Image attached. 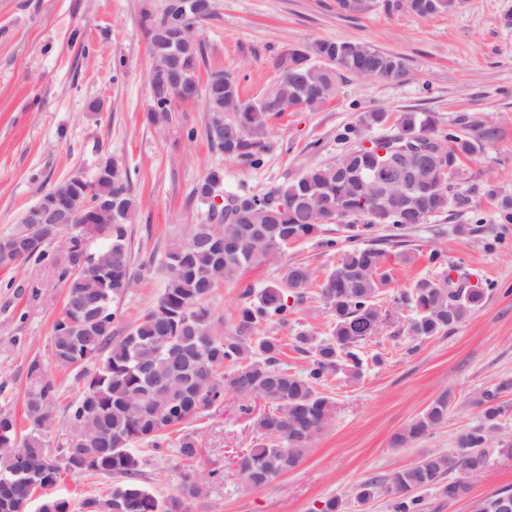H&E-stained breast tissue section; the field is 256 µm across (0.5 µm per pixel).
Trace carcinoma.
Returning a JSON list of instances; mask_svg holds the SVG:
<instances>
[{"mask_svg":"<svg viewBox=\"0 0 512 512\" xmlns=\"http://www.w3.org/2000/svg\"><path fill=\"white\" fill-rule=\"evenodd\" d=\"M458 5L459 0L397 2L398 8L420 18L449 13ZM338 6L351 15L370 12L369 0H338ZM210 10V0H180L162 18H145L157 67L167 65L168 45H177L185 79L198 81L203 44L183 35V27L206 19ZM288 64L272 89L258 99L243 97L237 77L226 79L222 69L210 72L204 95L211 148L259 168L272 118L296 107L320 111L334 85L347 74L361 77L371 71L382 81L405 74L400 57L356 41H316L289 53ZM384 126L393 132L372 139L379 147L403 140L419 141L426 149L420 159L404 162L407 175L390 188L364 181L365 175L381 168L384 157L362 147V142L367 131ZM467 127L465 121L446 128L432 112L374 109L337 129L336 140L350 148L333 160L310 166L291 182L263 194H225L224 209L209 211V223L197 224L186 237L171 241L160 260L165 274L162 293L120 336L114 332L117 305L152 268L150 263L132 262L128 226L137 217V203L128 177L114 163L112 173L100 175L89 187L70 177L46 192L48 201L84 197L76 223L94 224L106 237L112 272L105 278L75 271L81 242L70 238L59 277L65 282L67 301H82L89 311L77 317L64 306L52 326L50 349L55 365L74 373L83 384L79 398L66 407L78 441L61 450L60 457L52 456L48 435L60 390L42 375L40 362L33 361L30 373L41 379L27 393L23 418L0 411V442L22 449L0 451V473L26 472L8 492H0V512H72L68 500L45 491L57 485L64 472L116 479L105 495L83 499L78 512H188L187 501L199 498L207 481L187 477L176 493L157 497L141 481L138 446L161 450L170 429L220 406L228 394L267 403L258 421L257 442L238 458L237 474L245 484L261 487L295 469L335 413L334 401L324 393L326 382L339 373L350 380L363 376L360 348L389 319L382 300L393 283V269L382 250L363 244L343 251L321 278L307 265L292 264L279 282L256 292L238 281L239 273L317 235L328 198L337 204L350 241L378 226L404 230L426 224L447 211L462 160L497 137L494 127ZM222 183L224 169H210L194 188V199L207 204L208 189ZM390 192L406 200L402 211L363 208V200ZM427 260L437 273L417 278L393 298L395 307L413 312L407 334L417 340L464 323L485 304L489 291L453 281L441 252H430ZM222 283L240 288L239 307L227 333L219 328L221 319L211 302ZM106 286L112 306L97 316L94 302ZM314 286L334 324L325 340L308 332L295 337L296 351L305 356L306 365L301 373H290L282 363V339L261 334V328L288 324V316ZM511 393L512 378L478 392L474 404L481 423L458 435L457 455H428L420 465L398 469L382 483L358 484L353 495L366 503L385 486L393 512H424L422 492L431 488L450 501L466 497L469 467L488 464L494 454L512 459V443L496 435L498 421L509 408L505 397ZM451 402L450 392L441 393L394 434L392 445L404 448L431 434L447 420ZM198 447L196 432L182 429L175 443L179 460L191 465ZM451 471L459 476L443 482ZM504 497L512 498V489L484 497L478 512H498Z\"/></svg>","mask_w":512,"mask_h":512,"instance_id":"carcinoma-1","label":"carcinoma"}]
</instances>
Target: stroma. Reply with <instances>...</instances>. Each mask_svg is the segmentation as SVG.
<instances>
[{"instance_id":"obj_1","label":"stroma","mask_w":512,"mask_h":512,"mask_svg":"<svg viewBox=\"0 0 512 512\" xmlns=\"http://www.w3.org/2000/svg\"><path fill=\"white\" fill-rule=\"evenodd\" d=\"M175 2L0 0V237L58 182L76 173L93 178L99 162L109 158L127 172L139 203L129 240L141 264L160 259L172 239L207 223L208 208L192 190L210 168H223L225 191L264 193L342 153L337 128L372 109L432 112L445 125L463 118L496 127L497 139L464 163L457 189L466 206L407 230L372 234L396 269L395 290L431 275L425 256L436 249L451 274L491 285L480 310L422 342L407 335L410 312L400 311L362 348L368 365L359 382L342 375L329 380L325 392L335 416L302 463L263 487H246L234 466L235 456L259 435L261 401L229 395L189 425L201 443L193 473L223 476L190 502L189 512H318L332 497L345 502V512H392L386 492L361 505L354 487L390 478L424 456L456 452L459 433L481 421L475 394L512 377V224L501 223L486 194L491 185L512 195V0H465L429 19L397 9L396 0H378L373 12L361 16L341 11L336 0H211L212 12L199 27L205 66L237 75L247 98L272 88L279 57L321 39L366 42L404 61L400 80L350 75L321 111L294 109L274 118L259 169L208 145L203 101L176 106L165 123L148 121L153 59L144 18L162 17ZM95 102L100 110H92ZM478 217L481 231L457 234V225ZM46 251L47 258L0 267V410L22 416L24 396L36 383L29 367L40 361L62 391L49 438L56 451L70 434L64 407L80 396L82 384L51 360V327L65 300L54 264L64 253L63 241ZM336 260L335 252L309 241L245 270L241 279L260 289L277 282L289 263L323 271ZM163 283L162 272L151 270L120 303L117 330L155 304ZM332 323L331 311L311 292L286 326L269 328L289 346L283 358L289 372L305 364L291 349L295 336L309 331L328 338ZM377 355L382 364H374ZM447 389L454 400L445 423L408 447H393L392 434ZM142 458L144 484L160 497L176 493L184 470L175 448L146 451ZM469 483V495L458 501L426 491L425 512H476L482 498L512 488V462L492 460Z\"/></svg>"}]
</instances>
